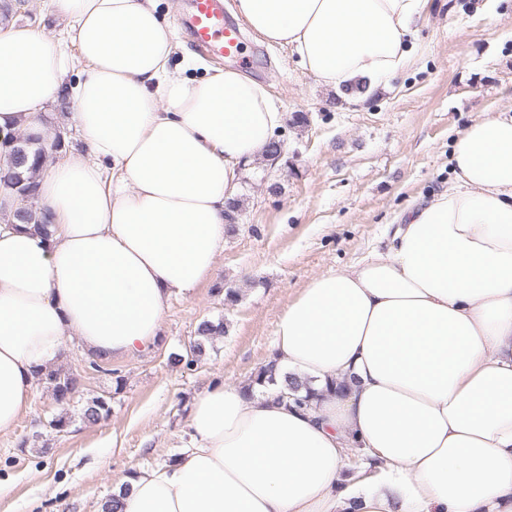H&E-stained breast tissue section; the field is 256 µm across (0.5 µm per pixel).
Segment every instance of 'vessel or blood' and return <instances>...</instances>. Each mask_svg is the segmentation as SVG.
<instances>
[{"mask_svg":"<svg viewBox=\"0 0 512 512\" xmlns=\"http://www.w3.org/2000/svg\"><path fill=\"white\" fill-rule=\"evenodd\" d=\"M182 24L200 52L222 58L240 55L241 35L225 24L223 0H189Z\"/></svg>","mask_w":512,"mask_h":512,"instance_id":"vessel-or-blood-1","label":"vessel or blood"}]
</instances>
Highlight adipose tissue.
Returning <instances> with one entry per match:
<instances>
[{"mask_svg": "<svg viewBox=\"0 0 512 512\" xmlns=\"http://www.w3.org/2000/svg\"><path fill=\"white\" fill-rule=\"evenodd\" d=\"M428 0H237L238 18L336 91L411 59ZM83 69L88 157L39 170L47 236L0 225V434L30 410L67 337L122 359L154 346L172 296L214 274L244 165L282 115L262 84L171 66L159 0H57ZM68 59L0 31V133L44 138ZM454 181L401 214L394 243L314 277L276 326L277 384L215 383L181 458L139 468L121 512H512V115L473 121ZM292 376L311 406L281 400ZM362 453L350 473L346 453Z\"/></svg>", "mask_w": 512, "mask_h": 512, "instance_id": "ef3b65f1", "label": "adipose tissue"}]
</instances>
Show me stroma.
<instances>
[{"label":"stroma","mask_w":512,"mask_h":512,"mask_svg":"<svg viewBox=\"0 0 512 512\" xmlns=\"http://www.w3.org/2000/svg\"><path fill=\"white\" fill-rule=\"evenodd\" d=\"M482 2L429 0L409 36L410 65L358 103L317 81L288 46L241 28L235 65L273 96L284 154L243 174L236 228L216 272L170 299L157 346L97 370L68 337L58 368L83 384L65 409L38 384L30 411L0 435V512H100L122 476L170 463L187 439L194 399L213 381L252 379L280 315L313 277L387 252L400 211L447 189L457 135L477 118L512 114V0H500L492 21ZM9 24L76 51L52 0H29ZM226 288L238 291L236 302L225 301ZM204 319L223 321L224 335L193 370L171 366L169 354L188 348ZM106 395L110 416L83 422L87 401ZM64 410L71 427L49 428Z\"/></svg>","instance_id":"1"}]
</instances>
